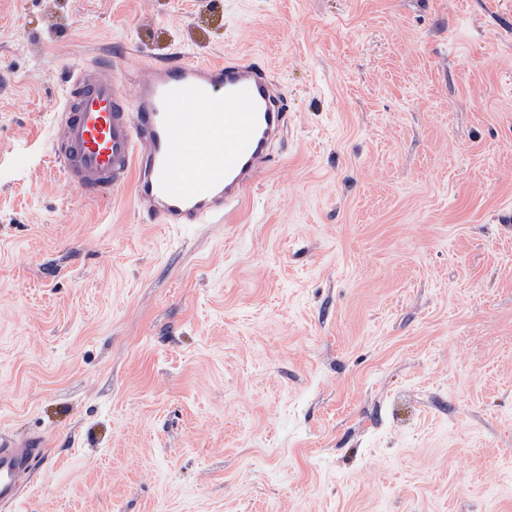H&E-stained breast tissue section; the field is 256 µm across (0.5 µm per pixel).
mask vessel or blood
<instances>
[{"label": "vessel or blood", "mask_w": 512, "mask_h": 512, "mask_svg": "<svg viewBox=\"0 0 512 512\" xmlns=\"http://www.w3.org/2000/svg\"><path fill=\"white\" fill-rule=\"evenodd\" d=\"M122 58L69 70L51 161L83 196L131 187L157 224H218L254 189L288 125V104L254 63L152 64L128 99ZM37 440L0 439V503L14 500Z\"/></svg>", "instance_id": "vessel-or-blood-1"}]
</instances>
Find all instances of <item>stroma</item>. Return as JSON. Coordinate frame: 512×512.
Listing matches in <instances>:
<instances>
[{"label":"stroma","instance_id":"obj_1","mask_svg":"<svg viewBox=\"0 0 512 512\" xmlns=\"http://www.w3.org/2000/svg\"><path fill=\"white\" fill-rule=\"evenodd\" d=\"M174 49L288 98L222 224L48 157ZM0 437V512H512V0H0ZM40 446L36 439L23 442L0 439V503L16 498Z\"/></svg>","mask_w":512,"mask_h":512}]
</instances>
